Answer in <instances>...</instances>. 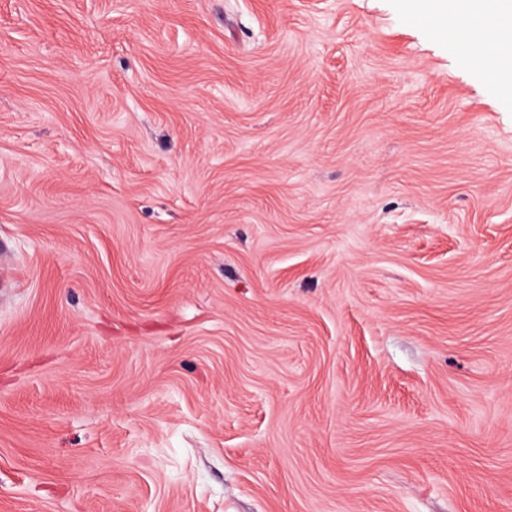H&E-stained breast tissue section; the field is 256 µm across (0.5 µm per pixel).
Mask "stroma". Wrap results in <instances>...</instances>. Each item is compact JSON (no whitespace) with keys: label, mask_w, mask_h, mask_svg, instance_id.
Listing matches in <instances>:
<instances>
[{"label":"stroma","mask_w":512,"mask_h":512,"mask_svg":"<svg viewBox=\"0 0 512 512\" xmlns=\"http://www.w3.org/2000/svg\"><path fill=\"white\" fill-rule=\"evenodd\" d=\"M0 512H512V103L407 0H0Z\"/></svg>","instance_id":"35a3bbf8"}]
</instances>
